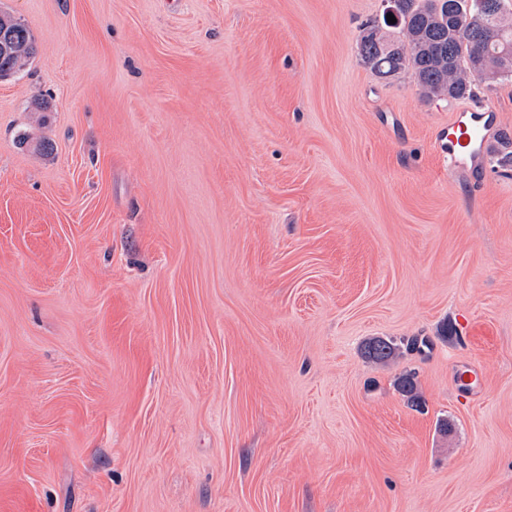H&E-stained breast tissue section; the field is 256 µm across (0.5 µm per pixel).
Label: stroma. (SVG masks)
<instances>
[{
	"instance_id": "obj_1",
	"label": "stroma",
	"mask_w": 512,
	"mask_h": 512,
	"mask_svg": "<svg viewBox=\"0 0 512 512\" xmlns=\"http://www.w3.org/2000/svg\"><path fill=\"white\" fill-rule=\"evenodd\" d=\"M384 9L0 0V512H512V81L450 171ZM0 35L8 43V49L0 47V78L16 74L24 69L35 54L34 39L30 29L11 16L0 17Z\"/></svg>"
}]
</instances>
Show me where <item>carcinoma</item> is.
Segmentation results:
<instances>
[{"label": "carcinoma", "instance_id": "obj_1", "mask_svg": "<svg viewBox=\"0 0 512 512\" xmlns=\"http://www.w3.org/2000/svg\"><path fill=\"white\" fill-rule=\"evenodd\" d=\"M461 0H395L396 22H372L360 38L359 55L371 72L387 80L403 71L413 73L423 96L461 99L473 95L476 82L486 74L496 79L512 78L499 57L502 44L487 46L468 33L486 24L501 27L503 39L512 44V0H470L461 14ZM398 35L383 33L385 28ZM0 78L24 69L35 54L34 39L27 25L11 16L0 17ZM400 347L377 339L367 346L368 356L381 363L393 359Z\"/></svg>", "mask_w": 512, "mask_h": 512}]
</instances>
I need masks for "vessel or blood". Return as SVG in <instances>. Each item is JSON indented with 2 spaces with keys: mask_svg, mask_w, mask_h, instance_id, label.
<instances>
[{
  "mask_svg": "<svg viewBox=\"0 0 512 512\" xmlns=\"http://www.w3.org/2000/svg\"><path fill=\"white\" fill-rule=\"evenodd\" d=\"M499 120L498 111L488 104L479 103L455 112L437 143L449 168L467 169L481 164L487 155L489 134Z\"/></svg>",
  "mask_w": 512,
  "mask_h": 512,
  "instance_id": "b4317fda",
  "label": "vessel or blood"
}]
</instances>
